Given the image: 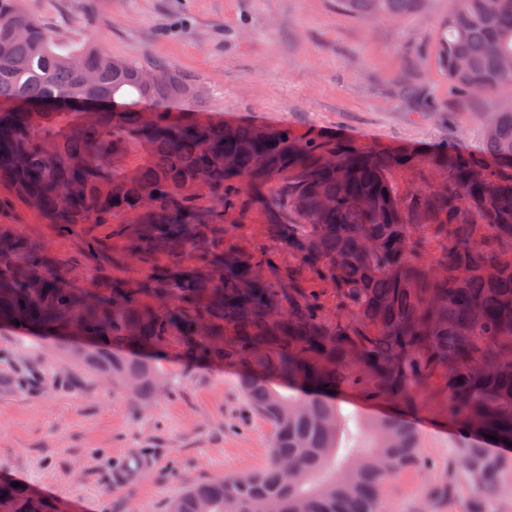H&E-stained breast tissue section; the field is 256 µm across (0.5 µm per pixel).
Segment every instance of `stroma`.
Instances as JSON below:
<instances>
[{"mask_svg": "<svg viewBox=\"0 0 512 512\" xmlns=\"http://www.w3.org/2000/svg\"><path fill=\"white\" fill-rule=\"evenodd\" d=\"M62 45L96 37L116 58L159 65L197 85L203 121L288 125L299 138H341L379 152L413 153L395 170L399 195L436 189L446 171L429 157L446 144L485 149V128L512 112V90L455 97L438 59V30L455 0H425L417 13L361 20L336 0H28ZM422 85L438 105L414 110L404 83ZM0 228L37 243L75 287L99 290L112 278H146L152 261L134 257L108 224L60 231L47 217L0 188ZM260 206L225 213L219 246L272 248ZM101 242L103 253L85 249ZM0 353L26 385L0 388V479L40 489L57 512L81 501L89 512H165L185 489L245 475L267 457L272 429L239 387V370L221 360L194 362L176 343L163 350L170 392L137 411L107 383L63 370L46 344L0 330ZM344 412L392 416L415 430L425 464L392 477L384 512H463L461 498L434 501L430 481L459 478L456 427L443 380L408 409L369 400L360 388L337 394ZM148 460L141 478L119 482L115 464Z\"/></svg>", "mask_w": 512, "mask_h": 512, "instance_id": "stroma-1", "label": "stroma"}]
</instances>
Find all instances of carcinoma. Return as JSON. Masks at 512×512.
<instances>
[{
	"label": "carcinoma",
	"mask_w": 512,
	"mask_h": 512,
	"mask_svg": "<svg viewBox=\"0 0 512 512\" xmlns=\"http://www.w3.org/2000/svg\"><path fill=\"white\" fill-rule=\"evenodd\" d=\"M423 0H336L355 18H393ZM25 0H0V185L64 231L113 224L130 251L162 254L144 280L114 278L99 293L72 286L39 247L0 231V329L34 344L55 340L61 363L112 380L137 408L168 381L157 353L248 369L240 387L272 427L266 461L244 476L191 487L166 512H379L387 481L421 464L402 421L346 414L334 392L361 385L410 406L440 376L471 479L464 512H496L512 493V112H499L482 153L448 145L431 162L448 183L400 196L389 175L409 154L347 140H300L284 125L203 123L195 112L143 103L202 102L169 75L103 48H62ZM512 0H458L440 29L439 60L453 89L512 87ZM96 77L84 85L85 75ZM259 201L280 251L336 288V319L275 253L212 246L224 213ZM481 221L494 232L477 237ZM444 236L429 267L419 224ZM208 256L185 266L189 251ZM146 296L160 303L151 307ZM84 342L69 339L73 332ZM0 512H56L0 479Z\"/></svg>",
	"instance_id": "1"
}]
</instances>
